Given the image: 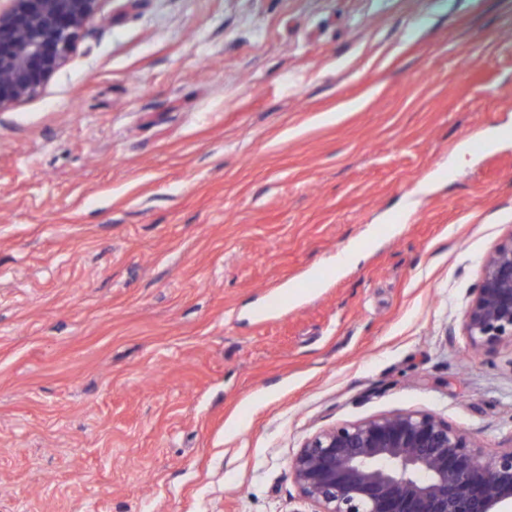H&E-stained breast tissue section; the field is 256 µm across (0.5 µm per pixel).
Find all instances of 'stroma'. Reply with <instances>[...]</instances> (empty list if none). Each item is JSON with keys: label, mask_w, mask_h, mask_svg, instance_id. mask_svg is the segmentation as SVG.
Wrapping results in <instances>:
<instances>
[{"label": "stroma", "mask_w": 512, "mask_h": 512, "mask_svg": "<svg viewBox=\"0 0 512 512\" xmlns=\"http://www.w3.org/2000/svg\"><path fill=\"white\" fill-rule=\"evenodd\" d=\"M512 232V0H101L0 113V512H300L312 435L512 446L463 312Z\"/></svg>", "instance_id": "35a3bbf8"}]
</instances>
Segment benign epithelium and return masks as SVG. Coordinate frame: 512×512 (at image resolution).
Instances as JSON below:
<instances>
[{
  "label": "benign epithelium",
  "mask_w": 512,
  "mask_h": 512,
  "mask_svg": "<svg viewBox=\"0 0 512 512\" xmlns=\"http://www.w3.org/2000/svg\"><path fill=\"white\" fill-rule=\"evenodd\" d=\"M9 2L0 9V112L36 96L66 63L100 0ZM462 328L473 349L512 344V232L485 258ZM288 470L312 512H512V446L487 457L428 412L322 430Z\"/></svg>",
  "instance_id": "obj_1"
}]
</instances>
